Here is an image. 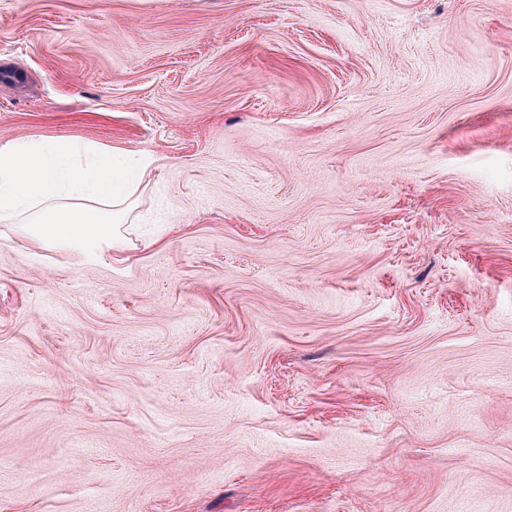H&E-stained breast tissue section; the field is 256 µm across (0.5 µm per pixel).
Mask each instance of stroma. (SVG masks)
Listing matches in <instances>:
<instances>
[{
    "instance_id": "1",
    "label": "stroma",
    "mask_w": 512,
    "mask_h": 512,
    "mask_svg": "<svg viewBox=\"0 0 512 512\" xmlns=\"http://www.w3.org/2000/svg\"><path fill=\"white\" fill-rule=\"evenodd\" d=\"M25 138L156 163L0 237V512H512V0H0Z\"/></svg>"
}]
</instances>
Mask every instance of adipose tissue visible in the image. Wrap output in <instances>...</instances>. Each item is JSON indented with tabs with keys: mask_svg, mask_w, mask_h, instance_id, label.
Segmentation results:
<instances>
[{
	"mask_svg": "<svg viewBox=\"0 0 512 512\" xmlns=\"http://www.w3.org/2000/svg\"><path fill=\"white\" fill-rule=\"evenodd\" d=\"M154 164L93 141H12L0 147V227L88 259L122 251Z\"/></svg>",
	"mask_w": 512,
	"mask_h": 512,
	"instance_id": "ef3b65f1",
	"label": "adipose tissue"
}]
</instances>
